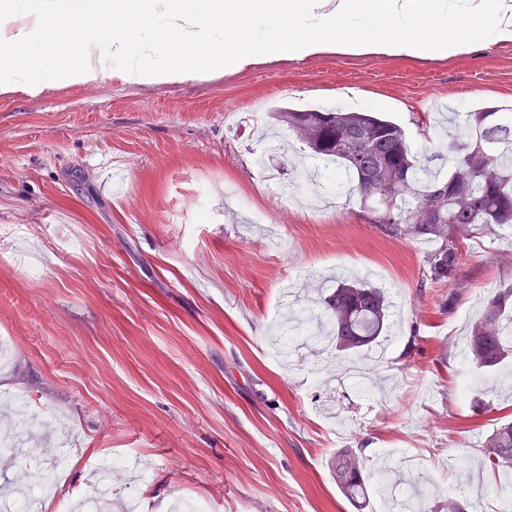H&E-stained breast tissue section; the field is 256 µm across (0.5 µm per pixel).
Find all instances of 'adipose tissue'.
Segmentation results:
<instances>
[{"label":"adipose tissue","mask_w":512,"mask_h":512,"mask_svg":"<svg viewBox=\"0 0 512 512\" xmlns=\"http://www.w3.org/2000/svg\"><path fill=\"white\" fill-rule=\"evenodd\" d=\"M487 40L512 43V0H0V100L282 58H446Z\"/></svg>","instance_id":"ef3b65f1"}]
</instances>
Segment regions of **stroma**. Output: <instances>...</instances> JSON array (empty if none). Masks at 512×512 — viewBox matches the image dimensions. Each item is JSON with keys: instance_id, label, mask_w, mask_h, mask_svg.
Segmentation results:
<instances>
[{"instance_id": "1", "label": "stroma", "mask_w": 512, "mask_h": 512, "mask_svg": "<svg viewBox=\"0 0 512 512\" xmlns=\"http://www.w3.org/2000/svg\"><path fill=\"white\" fill-rule=\"evenodd\" d=\"M364 97L420 153L446 147L439 106L512 107V43L0 101V435L27 407L51 411L16 450L73 449L62 495L85 489L86 460L117 458L109 512L132 496L146 512L189 498L207 512H352L329 464L358 448L418 491H466L475 512L512 504L478 470L480 442L512 421V360L478 372L459 348L512 280V236L465 241L460 288L431 282L429 245L386 236L358 198L329 205L316 160L297 168L239 121L260 101L267 125L275 109ZM369 270L391 307L386 361L354 358L385 381L367 410L335 353L309 344L284 368L269 352L279 292L314 305L328 274Z\"/></svg>"}]
</instances>
